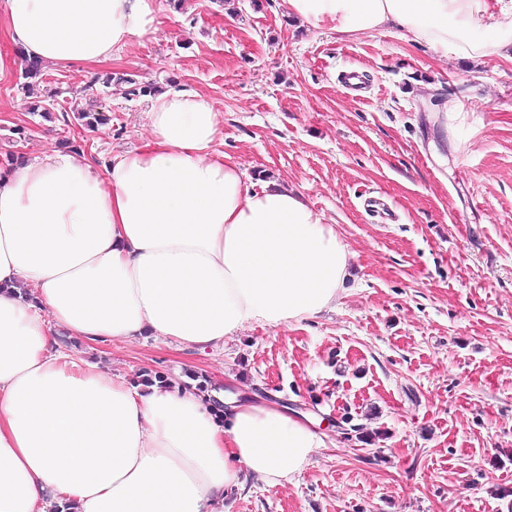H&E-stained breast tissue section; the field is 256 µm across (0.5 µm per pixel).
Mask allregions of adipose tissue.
Masks as SVG:
<instances>
[{
	"label": "adipose tissue",
	"mask_w": 512,
	"mask_h": 512,
	"mask_svg": "<svg viewBox=\"0 0 512 512\" xmlns=\"http://www.w3.org/2000/svg\"><path fill=\"white\" fill-rule=\"evenodd\" d=\"M288 6L316 28L398 29L440 58L512 60V0ZM0 22L27 58L71 64L157 30L153 0H6ZM148 116L146 149L108 165L57 152L0 168V512H223L225 490L291 481L326 445L274 404L134 383L59 345L216 350L321 314L347 277L335 225L216 153L198 92L167 90Z\"/></svg>",
	"instance_id": "1"
}]
</instances>
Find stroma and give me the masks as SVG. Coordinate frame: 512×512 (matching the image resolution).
Returning <instances> with one entry per match:
<instances>
[{
	"label": "stroma",
	"instance_id": "stroma-1",
	"mask_svg": "<svg viewBox=\"0 0 512 512\" xmlns=\"http://www.w3.org/2000/svg\"><path fill=\"white\" fill-rule=\"evenodd\" d=\"M154 8L155 34L107 62L43 65L30 92L1 27L14 64L0 76V155L70 142L105 163L151 138V99L127 95L128 81L197 90L220 114L216 151L256 186L303 194L348 244V277L325 313L245 327L220 350L154 339L71 349L137 381L227 373L235 393L314 420L327 445L303 472L227 490L224 512H512V62L441 60L395 29L314 28L286 0ZM348 70L362 91L343 85ZM449 102L463 114L446 118ZM81 109L110 121L84 128ZM371 431L380 439L362 443Z\"/></svg>",
	"mask_w": 512,
	"mask_h": 512
}]
</instances>
